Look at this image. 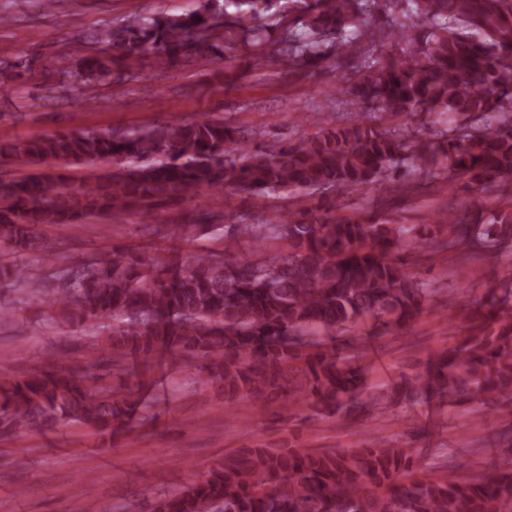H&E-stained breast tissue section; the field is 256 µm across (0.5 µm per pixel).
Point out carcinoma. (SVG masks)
Listing matches in <instances>:
<instances>
[{
	"instance_id": "obj_1",
	"label": "carcinoma",
	"mask_w": 512,
	"mask_h": 512,
	"mask_svg": "<svg viewBox=\"0 0 512 512\" xmlns=\"http://www.w3.org/2000/svg\"><path fill=\"white\" fill-rule=\"evenodd\" d=\"M293 23L270 31L255 21L273 0H199L190 14L127 18L96 39L107 57L87 56L85 74L112 73L151 47L162 63L222 60L219 41L238 40L259 61L269 41L288 69L315 64L321 46L336 49V67L365 73L343 87L384 115L462 116L468 123L435 138L379 132L358 118L323 127L312 139L259 150L222 120L155 124L131 135L60 131L0 141V159L32 168L118 160L122 167L74 188L41 175L0 179V241L24 255L55 245L40 228L74 224L114 208L151 217L161 203L194 201L206 190L256 195L279 191L353 193L400 167L445 176L470 192L512 187V0H292ZM428 28L417 42L408 30ZM225 249L247 237L253 255L227 263L210 253L162 261L131 250L103 251L73 263L60 255L53 272L0 258V283L75 324L110 327L96 343L97 363L112 354L142 357L153 371L174 352L208 361L210 380L232 403L258 396L301 364L305 381L292 396L322 409L382 408V390L358 400L360 366L340 362L328 342L371 320L385 327L420 311L423 289L399 261L427 246L496 256L512 248V208L490 223L469 222L458 202L422 227L370 216L354 219L288 212L284 224H224ZM288 249L267 252V240ZM425 387L444 401L490 393L512 405V294L489 311L473 309L468 335L424 373ZM85 366L54 363L0 381V426L38 429L60 418L101 430L137 407L87 383ZM500 465L449 480L429 469L409 477L403 448L306 452L240 448L199 482L167 495L153 512H512V434L499 436Z\"/></svg>"
}]
</instances>
